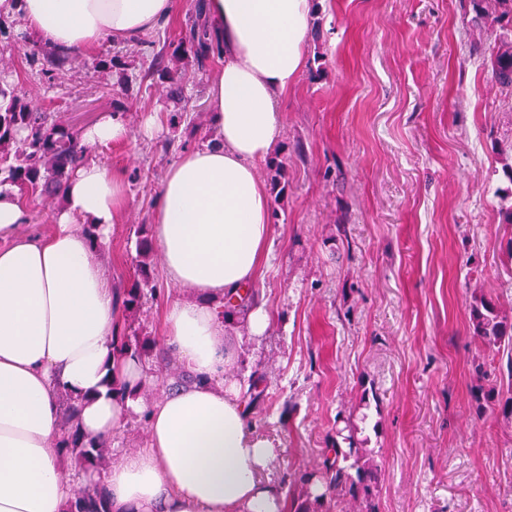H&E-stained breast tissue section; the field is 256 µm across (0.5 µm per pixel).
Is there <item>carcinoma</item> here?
Returning a JSON list of instances; mask_svg holds the SVG:
<instances>
[{"mask_svg": "<svg viewBox=\"0 0 512 512\" xmlns=\"http://www.w3.org/2000/svg\"><path fill=\"white\" fill-rule=\"evenodd\" d=\"M469 6L474 13L472 22L492 38L486 64L494 81L512 87V0H469ZM211 55L219 56L221 50L203 29L180 41L170 58L160 55L150 61L148 72L158 74L159 86L173 103V123L187 119L182 109L189 102L176 70L189 58L200 65ZM29 61L33 65L41 63L42 73L55 75L68 63L56 56L42 59L36 48L30 52ZM86 156L87 148L80 143L79 131L54 119L37 103L19 96L16 86L0 76V184L13 185L23 198L51 202L62 193L70 174ZM286 161L287 158L276 155L266 162L277 202L285 198L288 190ZM135 234L137 278L121 295V307L128 313V319L119 335L112 337V345L117 357L142 363L157 343L141 335L135 322L145 301L155 299L160 288L152 276V246L145 227H139ZM255 295L257 292L252 288L236 301H227L224 322L233 326L242 323ZM469 319L472 336L479 343L497 354L506 353V362L498 364L499 376L507 378L506 388L492 387L481 391V395L497 408L503 420L512 421V315H505L495 300L481 295L471 305ZM73 411L72 398L67 395L62 408L64 434L60 447L85 469L105 468L111 460L110 442L85 439L71 424ZM346 440L348 449L328 448L316 466L304 465L294 470L288 483L290 512H379L381 469L365 449L357 446L354 435H348ZM66 512H109L101 484L96 482L75 491Z\"/></svg>", "mask_w": 512, "mask_h": 512, "instance_id": "obj_1", "label": "carcinoma"}]
</instances>
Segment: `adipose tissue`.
<instances>
[{"label":"adipose tissue","mask_w":512,"mask_h":512,"mask_svg":"<svg viewBox=\"0 0 512 512\" xmlns=\"http://www.w3.org/2000/svg\"><path fill=\"white\" fill-rule=\"evenodd\" d=\"M181 0H0L37 44L82 57L114 43H137ZM313 0H205L223 63L209 85L214 145L181 153L166 168L151 210V242L168 283L161 339L192 370V384L153 403L140 393L155 373L116 362L118 299L102 253L82 227L108 242L125 187L91 155L71 174L46 233H24L32 210L0 184V512H65L73 490L63 472L59 397L78 404L91 439L145 416V448L103 473L110 512H281L280 486L263 482L272 443L249 424L247 397L229 370L237 360L225 332L224 302L255 281L272 233L270 200L258 168L282 136L279 99L306 66ZM130 138L108 112L80 132L88 149ZM132 394L119 401L112 377Z\"/></svg>","instance_id":"obj_1"}]
</instances>
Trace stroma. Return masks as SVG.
Returning <instances> with one entry per match:
<instances>
[{"mask_svg":"<svg viewBox=\"0 0 512 512\" xmlns=\"http://www.w3.org/2000/svg\"><path fill=\"white\" fill-rule=\"evenodd\" d=\"M320 35L280 103L288 198L255 287L272 320L260 339L227 330L239 377L262 375L250 423L276 455L264 480L287 485L346 425L382 470L380 512H512V423L477 400L469 306L492 297L512 314L508 234L499 196L512 188V87L492 82L484 35L460 0H318ZM27 34L5 57L26 99L74 129L120 106L128 142L97 148L124 176L126 204L102 256L116 291L135 276L134 227L150 221L167 164L209 131L205 69L182 81L200 128L139 138L168 112L145 77L155 49L115 45L122 68L73 66L50 79L31 66Z\"/></svg>","mask_w":512,"mask_h":512,"instance_id":"35a3bbf8","label":"stroma"}]
</instances>
